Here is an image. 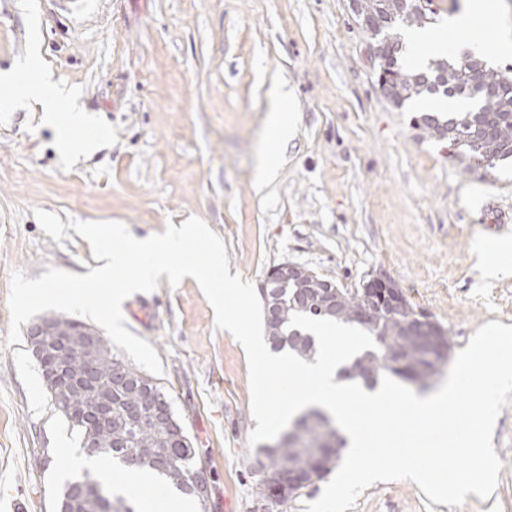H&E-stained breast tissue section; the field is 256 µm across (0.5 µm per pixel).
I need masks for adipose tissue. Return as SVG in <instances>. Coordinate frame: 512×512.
I'll list each match as a JSON object with an SVG mask.
<instances>
[{
  "label": "adipose tissue",
  "instance_id": "ef3b65f1",
  "mask_svg": "<svg viewBox=\"0 0 512 512\" xmlns=\"http://www.w3.org/2000/svg\"><path fill=\"white\" fill-rule=\"evenodd\" d=\"M467 25V17L460 12L449 16L441 28L409 31L405 36L409 64L418 66L426 54L447 52L449 34L459 33ZM0 83L8 91L7 96L0 99V104L18 107L32 101L39 103L43 111V123L56 131L60 146H67L71 129L88 127L94 123L93 118L79 110L70 94L52 81L50 76L22 82L17 80L15 74L8 72L0 78ZM287 97V91L279 87L273 88L270 93L266 141L257 167L258 180L262 183L274 178L279 162L278 146L285 143L292 132V126L284 114Z\"/></svg>",
  "mask_w": 512,
  "mask_h": 512
}]
</instances>
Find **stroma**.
Listing matches in <instances>:
<instances>
[{
	"mask_svg": "<svg viewBox=\"0 0 512 512\" xmlns=\"http://www.w3.org/2000/svg\"><path fill=\"white\" fill-rule=\"evenodd\" d=\"M490 4L477 45L512 34V0H431L437 21ZM376 43L353 0H0V72L51 75L110 137L59 153L36 106L0 107V512H54L80 441L54 409L28 338L8 341L10 277L56 267L87 274L90 244L54 240L34 215L117 221L136 237L196 216L229 268L262 289L299 263L353 288L390 276L466 348L482 325L512 326V159L466 167L415 125L375 77ZM283 86L295 135L274 180L258 184L268 93ZM126 328L156 350L158 385L209 475L192 512H260L249 437L246 354L192 277L159 279L122 304ZM493 494L431 502L408 480L363 490L349 512H512V403L492 438Z\"/></svg>",
	"mask_w": 512,
	"mask_h": 512,
	"instance_id": "1",
	"label": "stroma"
}]
</instances>
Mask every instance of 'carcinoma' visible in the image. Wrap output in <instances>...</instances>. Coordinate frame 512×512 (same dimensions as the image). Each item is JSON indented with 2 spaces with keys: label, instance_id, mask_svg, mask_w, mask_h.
Returning a JSON list of instances; mask_svg holds the SVG:
<instances>
[{
  "label": "carcinoma",
  "instance_id": "1",
  "mask_svg": "<svg viewBox=\"0 0 512 512\" xmlns=\"http://www.w3.org/2000/svg\"><path fill=\"white\" fill-rule=\"evenodd\" d=\"M357 8L362 28L383 43L377 83L387 98L398 106L426 94L472 99L478 103L475 112H457L446 119L426 112L417 117L418 125L429 137L448 140L471 166L493 168L497 162L512 157V67L494 68L482 59L474 65L472 57L462 55L438 59L425 71L407 70L400 63L402 43L398 30L403 26H425L430 20L426 9L413 5V0H357ZM364 303L359 287L336 292L304 279L282 281L268 289V297L262 299L267 343L274 350L286 348L310 359L316 353L315 338L290 326L292 314L334 319L365 330L375 342V348L357 354L341 368L343 379L372 390L381 376L390 374L420 391L429 388L448 359L439 353L433 360L424 359L419 337L409 334L418 314L414 305L407 299L399 310L382 311L370 324L362 325L354 318ZM57 326L62 339L73 343L74 348L64 376L54 380L55 391L71 395V403L56 410L76 429L83 453L89 457L106 456L124 466L133 459L138 469L151 471L177 490L196 495L192 475L203 465L190 441L180 438L164 419L140 426L130 416L132 410L139 415L153 414L145 395L152 391L167 401L166 393L136 366L112 355L104 338L86 347L79 344V327L69 318L57 316ZM89 361L96 365L95 383L90 389L79 391L74 380L83 374ZM96 390L111 395V419L100 422L88 416L75 422L72 410L96 409ZM342 441L344 438L326 412L315 407L307 409L295 419L291 437L274 448L260 450L255 466L256 496L275 510L309 494L336 468V444ZM290 468L310 478L309 484L292 493L269 480V475ZM76 483L86 484L87 490L75 494L68 512H133L124 497L87 472L67 480L63 491L73 489Z\"/></svg>",
  "mask_w": 512,
  "mask_h": 512
}]
</instances>
